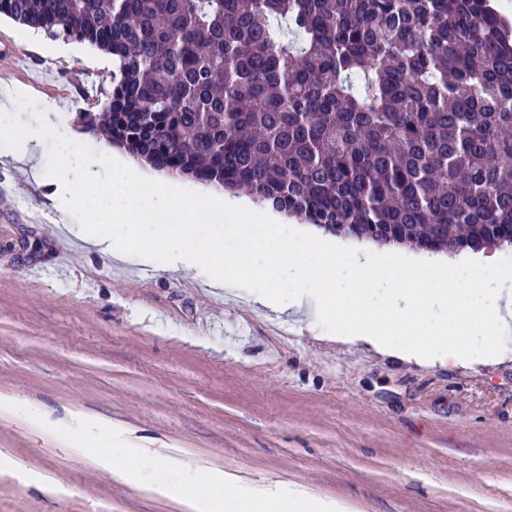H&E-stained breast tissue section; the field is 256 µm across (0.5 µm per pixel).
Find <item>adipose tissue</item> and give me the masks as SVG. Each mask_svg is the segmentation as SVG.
I'll list each match as a JSON object with an SVG mask.
<instances>
[{"label":"adipose tissue","instance_id":"adipose-tissue-1","mask_svg":"<svg viewBox=\"0 0 512 512\" xmlns=\"http://www.w3.org/2000/svg\"><path fill=\"white\" fill-rule=\"evenodd\" d=\"M66 175L83 182L107 166L120 185L88 197L59 196L57 209L92 210L96 223L79 228L87 249L118 262L147 256L161 268L195 272L211 287L285 316L313 314L340 323L341 341L366 344L392 359L428 365H471L493 357L512 337V290L500 288L484 252L442 259L395 252L407 271L397 277L374 266L368 251L316 237L271 210L225 205L214 192L185 193L173 180H147L113 151L86 155L71 146ZM178 221L171 231L169 221ZM92 436L71 447L93 449L103 468L121 459L128 478L161 497L182 499L189 512H350L348 506L301 489L239 485L230 472L175 469L160 479L157 455L138 448H92Z\"/></svg>","mask_w":512,"mask_h":512}]
</instances>
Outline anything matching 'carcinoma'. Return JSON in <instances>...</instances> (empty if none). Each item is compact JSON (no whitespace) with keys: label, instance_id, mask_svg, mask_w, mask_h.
I'll return each mask as SVG.
<instances>
[{"label":"carcinoma","instance_id":"obj_1","mask_svg":"<svg viewBox=\"0 0 512 512\" xmlns=\"http://www.w3.org/2000/svg\"><path fill=\"white\" fill-rule=\"evenodd\" d=\"M112 58L130 156L342 240L512 247V29L488 0H0Z\"/></svg>","mask_w":512,"mask_h":512}]
</instances>
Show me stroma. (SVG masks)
Instances as JSON below:
<instances>
[{"instance_id":"obj_1","label":"stroma","mask_w":512,"mask_h":512,"mask_svg":"<svg viewBox=\"0 0 512 512\" xmlns=\"http://www.w3.org/2000/svg\"><path fill=\"white\" fill-rule=\"evenodd\" d=\"M21 54L0 132V512H184L68 443L74 427L117 426L211 471L305 486L353 512H512V347L497 364L417 367L326 342L194 275L86 252L59 213L66 135L105 138L76 113L110 91L102 52L52 59L0 17ZM34 135L48 182L5 153ZM37 409L40 420L24 411Z\"/></svg>"}]
</instances>
